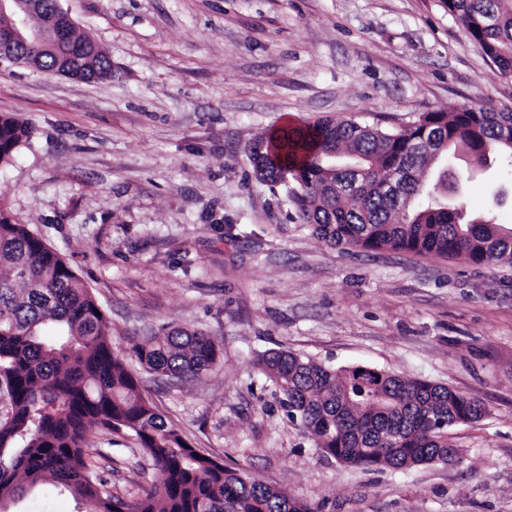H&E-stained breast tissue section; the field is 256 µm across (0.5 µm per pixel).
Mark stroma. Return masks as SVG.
<instances>
[{
    "label": "stroma",
    "instance_id": "1",
    "mask_svg": "<svg viewBox=\"0 0 512 512\" xmlns=\"http://www.w3.org/2000/svg\"><path fill=\"white\" fill-rule=\"evenodd\" d=\"M112 62L84 82L0 62V114L30 129L0 170V210L91 289L123 352L147 331H205L223 358L200 380L143 375L189 443L316 512H512V266L332 247L250 148L284 117L403 129L425 112L512 107L443 0H60ZM456 164L472 214L512 228V172ZM279 347L366 365L482 402L451 428L452 464L353 467L289 419L257 354ZM90 452L133 499L154 479L128 432ZM50 486L8 512H78Z\"/></svg>",
    "mask_w": 512,
    "mask_h": 512
}]
</instances>
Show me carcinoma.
I'll list each match as a JSON object with an SVG mask.
<instances>
[{
    "instance_id": "cac0c4a2",
    "label": "carcinoma",
    "mask_w": 512,
    "mask_h": 512,
    "mask_svg": "<svg viewBox=\"0 0 512 512\" xmlns=\"http://www.w3.org/2000/svg\"><path fill=\"white\" fill-rule=\"evenodd\" d=\"M448 11L512 78V0H445ZM46 56L42 69L82 66ZM29 134L0 115V168ZM512 166V109L460 106L420 116L406 129L320 118L256 141L253 170L282 186L302 223L333 246L456 257L512 265V229L459 203L462 176L449 156ZM93 293L26 224L0 211V383L12 392L0 420V502L50 483L86 512H314L307 503L191 447L142 393L112 349V331ZM129 356L169 379H199L221 359L205 333L172 327L133 344ZM253 367L325 457L350 466L408 469L456 454L448 430L480 420L484 406L448 386L364 366L334 367L272 349ZM95 428L130 432L157 481L128 499L87 456Z\"/></svg>"
}]
</instances>
